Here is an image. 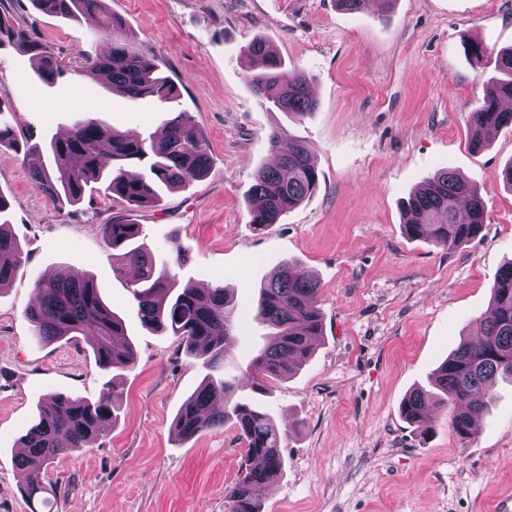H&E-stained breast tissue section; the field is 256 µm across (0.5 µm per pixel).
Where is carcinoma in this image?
I'll list each match as a JSON object with an SVG mask.
<instances>
[{"mask_svg": "<svg viewBox=\"0 0 512 512\" xmlns=\"http://www.w3.org/2000/svg\"><path fill=\"white\" fill-rule=\"evenodd\" d=\"M35 9L57 17L93 19L97 33L112 37L106 56L83 53L78 75L103 76L109 86L137 102L152 98L164 104L177 97L175 85L161 75L149 50L129 39L123 20L113 14L106 0H31ZM17 43L37 62L41 82L51 84L62 74L54 52L31 30L16 26L0 12V43ZM248 56L265 63L264 70L249 75L254 93L270 108L304 117L317 108L306 79L290 72L272 45L253 39ZM496 79L468 112L470 144L481 149L492 132L512 126V48L497 55ZM21 150L27 155L49 156V165L32 168V180L48 195L68 204L80 202L86 189L137 208H151L162 188H174L204 177L210 161L204 133L185 112L164 124L162 137L121 132L80 111L69 133L44 142L10 120L0 103V150ZM144 163L147 174L131 176L126 167ZM314 155L306 143L288 139V152L277 165L260 168L254 176L248 203L251 223L264 229L311 196L318 185ZM404 209L409 221L405 234L437 245L455 247L476 239L486 224L479 186L444 170L415 190ZM105 248L112 250V267L123 272L132 267L136 277L128 287L137 316L146 327L167 329L180 340L192 359L210 373L182 404L174 430L190 439L205 428L233 426L245 447V472L224 496V512H262L271 481L284 467L280 443L287 431L252 398L237 395L239 383L214 375L224 366L236 343L234 305L222 286L199 288L180 284L166 262L140 242L142 225L112 219L99 225ZM22 264L18 242L0 222V288L14 280ZM320 281L314 270L292 261L283 262L260 287L256 318L272 329L273 341L256 351L246 369V386L254 393L267 390L268 381L288 376L311 358L312 337L322 334L318 307ZM33 336L40 344L79 338L92 332L90 347L97 367L111 375L98 399L57 394L38 407L34 422L21 442L25 453L15 466L23 476L26 498L44 499L48 487L40 470L30 461L52 463L57 457L92 448L103 428L116 418L122 398L121 371L134 364L135 353L124 322L103 302L90 279H76L63 269L42 272L34 283V298L25 310ZM482 335L463 340L439 366L433 390L418 387L400 406L401 417L423 433L430 431V409H450L449 424L460 441L475 440L482 427L485 400L494 381L512 382V262L497 275L492 300L482 316Z\"/></svg>", "mask_w": 512, "mask_h": 512, "instance_id": "1", "label": "carcinoma"}]
</instances>
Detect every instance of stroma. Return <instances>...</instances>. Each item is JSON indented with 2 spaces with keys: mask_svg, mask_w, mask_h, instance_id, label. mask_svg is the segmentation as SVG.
<instances>
[{
  "mask_svg": "<svg viewBox=\"0 0 512 512\" xmlns=\"http://www.w3.org/2000/svg\"><path fill=\"white\" fill-rule=\"evenodd\" d=\"M0 1L67 68L43 84L29 53L0 45V102L37 138L63 134L89 105L103 124L144 134L185 112L210 155L204 179L162 189L155 207L135 210L96 191L60 204L31 180L30 161L0 154L4 217L23 256L0 290V512H31L15 459L39 404L57 393L97 399L107 380L85 340L39 344L31 335L24 310L36 276L52 267L94 280L136 352L118 418L98 445L42 465L58 493L53 512H224V493L241 476L244 447L232 426L186 441L175 434L206 371L172 333L141 326L129 277L114 272L98 233L114 216L142 224L156 258L179 241V281L227 288L239 336L229 378L242 377L268 341L254 319L261 282L287 260L316 271L323 331L314 354L258 397L288 431L263 512H494L512 496V383L492 386L483 431L466 445L448 409H433L424 435L399 412L460 338H476L496 275L512 261V189L502 176L512 128L476 151L467 123L497 53L512 48V0H368L356 13L336 0H109L176 84L164 108L74 74L81 51L111 48L87 20ZM256 37L305 75L317 101L311 116L286 120L252 92L242 48ZM475 42L488 49L480 67L468 55ZM281 125L313 151L319 185L260 230L249 190L274 161L269 135ZM445 168L480 185L486 212L481 234L452 249L403 230L404 200Z\"/></svg>",
  "mask_w": 512,
  "mask_h": 512,
  "instance_id": "35a3bbf8",
  "label": "stroma"
}]
</instances>
